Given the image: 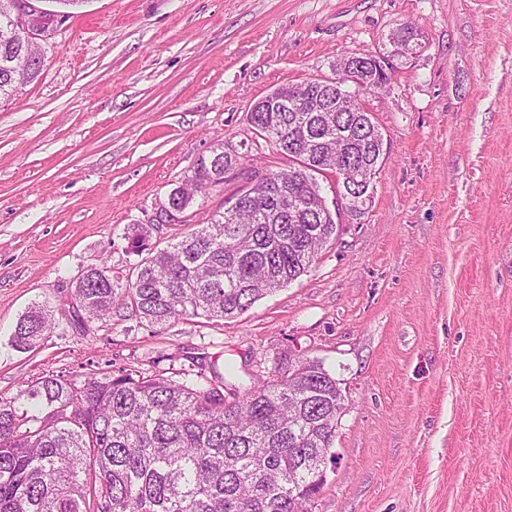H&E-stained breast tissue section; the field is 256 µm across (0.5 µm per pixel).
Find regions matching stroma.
Listing matches in <instances>:
<instances>
[{
    "instance_id": "35a3bbf8",
    "label": "stroma",
    "mask_w": 512,
    "mask_h": 512,
    "mask_svg": "<svg viewBox=\"0 0 512 512\" xmlns=\"http://www.w3.org/2000/svg\"><path fill=\"white\" fill-rule=\"evenodd\" d=\"M37 79L0 99V397L45 373L229 385L320 362L345 396L336 461L312 512H512V0H54ZM413 27L420 48L390 56ZM390 58L364 95L387 154L363 214H341L310 271L212 323L164 329L131 309L72 323L73 285L106 267L125 285L126 237L217 139L271 171L288 159L247 114L340 60ZM231 175L166 247L229 206ZM55 328L10 343L25 309ZM53 328V311L44 304H31L17 321L11 345L19 351L33 350Z\"/></svg>"
}]
</instances>
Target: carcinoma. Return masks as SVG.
Segmentation results:
<instances>
[{
	"instance_id": "obj_1",
	"label": "carcinoma",
	"mask_w": 512,
	"mask_h": 512,
	"mask_svg": "<svg viewBox=\"0 0 512 512\" xmlns=\"http://www.w3.org/2000/svg\"><path fill=\"white\" fill-rule=\"evenodd\" d=\"M0 13V97L34 80L42 61ZM364 91L389 76L372 54L358 60ZM293 112L256 101L248 121L294 166L273 173L287 211L268 213L262 200L243 202L236 219L217 212L210 223L149 247L151 225L134 224L131 247L147 252L123 288L101 268L76 282L83 314L103 319L129 305L147 325L164 329L185 316L222 322L262 296L309 272L336 234L317 176L330 170L319 135L340 136L342 164L379 169L384 137L368 115L334 112L321 131L309 98ZM241 154L222 142L201 156L188 180L211 190L224 184ZM54 328L53 311L34 303L19 317L11 345L36 348ZM207 389L162 377L121 373L77 385L45 374L12 398L0 397V512H311L307 508L335 461L332 445L342 407L336 378L315 361L224 396V374L211 366Z\"/></svg>"
}]
</instances>
